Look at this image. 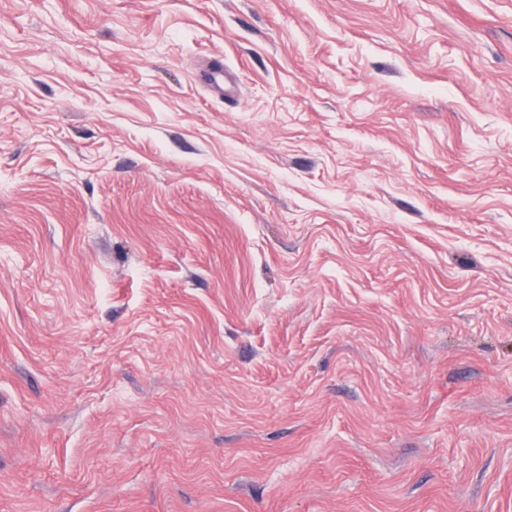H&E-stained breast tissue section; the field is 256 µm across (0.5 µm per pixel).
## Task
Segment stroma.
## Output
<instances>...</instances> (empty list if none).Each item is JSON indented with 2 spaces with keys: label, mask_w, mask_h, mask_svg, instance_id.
<instances>
[{
  "label": "stroma",
  "mask_w": 512,
  "mask_h": 512,
  "mask_svg": "<svg viewBox=\"0 0 512 512\" xmlns=\"http://www.w3.org/2000/svg\"><path fill=\"white\" fill-rule=\"evenodd\" d=\"M0 512H512V0H0ZM208 88L213 97L221 100L230 98L233 94V84L224 75V65L221 60H214L208 68Z\"/></svg>",
  "instance_id": "1"
}]
</instances>
